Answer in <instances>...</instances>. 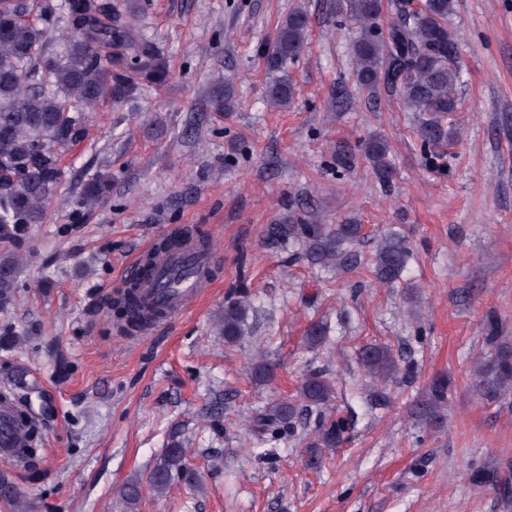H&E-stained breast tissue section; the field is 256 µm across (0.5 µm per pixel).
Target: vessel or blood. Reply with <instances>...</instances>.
I'll list each match as a JSON object with an SVG mask.
<instances>
[{"mask_svg":"<svg viewBox=\"0 0 512 512\" xmlns=\"http://www.w3.org/2000/svg\"><path fill=\"white\" fill-rule=\"evenodd\" d=\"M171 248L148 247L153 261L144 268L143 257H136L125 277L124 288L134 289L140 303L147 308L161 307L168 314L179 313L194 305L208 286L206 270L213 253L196 246L182 232L173 236ZM22 410L9 395L0 396V458L21 457L22 434L16 425Z\"/></svg>","mask_w":512,"mask_h":512,"instance_id":"vessel-or-blood-1","label":"vessel or blood"}]
</instances>
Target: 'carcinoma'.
I'll list each match as a JSON object with an SVG mask.
<instances>
[{"label": "carcinoma", "mask_w": 512, "mask_h": 512, "mask_svg": "<svg viewBox=\"0 0 512 512\" xmlns=\"http://www.w3.org/2000/svg\"><path fill=\"white\" fill-rule=\"evenodd\" d=\"M358 27L352 44V77L362 91L384 88L402 100L407 111L418 113V136L423 146L437 150L456 134L446 117L462 107V70L459 45L449 18L456 0H393L395 18L381 24L382 0H348ZM141 9L139 0H127L120 9L112 0H0V244H22L32 224L46 220L47 207L57 196L62 179L60 149L86 135L85 113L121 100L147 81L161 87L167 81L166 61L153 46L139 38L123 12ZM62 30L61 49L49 48ZM310 31L308 13L297 7L282 18L274 37L263 48L266 92L276 107H288L295 96L290 67L306 53ZM230 84L217 90L214 109L233 107ZM388 143L381 137L364 149L375 179L383 184L392 177ZM109 198L104 175L84 184L78 206L91 209ZM362 233L360 224H271L268 235L276 240L302 243L304 257L323 267L343 271L368 268L380 282L398 280L408 260V247L397 237L384 239L367 259L347 248ZM17 264L0 260V304L15 294ZM118 316L132 325L140 317L138 302L127 291L117 304ZM245 316L242 302L224 307V340L233 344L241 336ZM488 342L494 356L481 364L476 390L487 403L512 394V340L497 335V323L488 325ZM363 367L376 377L397 369L392 350L370 346L361 355ZM333 385L321 374L304 377L294 399L283 401L250 418L253 435L276 437L292 434L309 411L320 412L316 434L306 443V464L319 462L321 449L338 448L345 441V421L329 411ZM196 482L186 465L181 435L172 431L159 463L146 482L135 478L122 488V498L133 506L142 490L165 493L177 480ZM471 481L512 490V472L474 468ZM0 499L15 512H28L18 489L0 483Z\"/></svg>", "instance_id": "1"}]
</instances>
